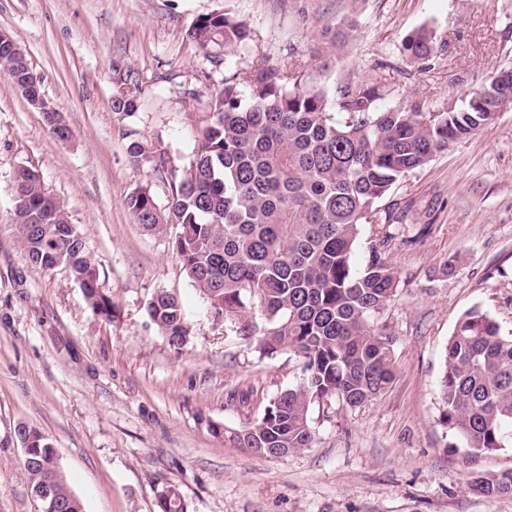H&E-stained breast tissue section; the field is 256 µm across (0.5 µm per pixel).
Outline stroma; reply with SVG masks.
<instances>
[{"label":"stroma","instance_id":"stroma-1","mask_svg":"<svg viewBox=\"0 0 512 512\" xmlns=\"http://www.w3.org/2000/svg\"><path fill=\"white\" fill-rule=\"evenodd\" d=\"M228 11L252 41L218 49L190 39L196 19ZM358 22L348 41L331 31ZM433 33L429 65L403 50ZM0 30L22 47L43 96L71 130L55 138L44 115L0 75V512H38L19 426L56 451L84 512H158L176 486L187 512H512V495L470 482L512 470V446L467 454L439 422L448 338L466 310L488 311L512 333V109L409 174L381 204L416 234L386 252L397 296L373 316L394 339L396 378L381 397L313 408L312 447L280 457L226 444L296 384L298 358L259 357L213 322L167 237L125 206L150 188L166 206L170 181L127 156L130 133L192 162L224 78L259 64L311 75L328 97L346 84L381 87L384 103L442 109L512 67V0H0ZM142 83L136 114L112 110L114 83ZM37 171L77 225L111 296L113 319L92 310L62 267H33L15 235L13 176ZM178 296L193 335L171 350L145 313L158 291Z\"/></svg>","mask_w":512,"mask_h":512}]
</instances>
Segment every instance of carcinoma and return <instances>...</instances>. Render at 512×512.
Wrapping results in <instances>:
<instances>
[{
	"label": "carcinoma",
	"instance_id": "cac0c4a2",
	"mask_svg": "<svg viewBox=\"0 0 512 512\" xmlns=\"http://www.w3.org/2000/svg\"><path fill=\"white\" fill-rule=\"evenodd\" d=\"M189 36L205 51L252 40L249 26L227 12L198 17ZM404 49L413 61L429 62L430 29L408 35ZM27 72V63L0 45V74ZM141 93L139 78L123 77L112 111L133 116ZM384 96L375 86L346 85L330 104L305 71L262 65L224 78L185 171L159 142L134 138L127 146L129 161L168 175L172 192L161 208L149 188L138 187L125 205L147 230L171 234L172 250L213 321L264 357L288 352L301 362L299 380L270 399L260 417L217 433L235 447L272 457L275 448H310L314 405L356 408L390 388L392 340L370 319L396 297L400 280L385 256L395 239L391 212L378 204L408 174L512 108V69L460 106L387 108ZM14 223L32 266L68 269L92 310L112 319L114 304L99 288L93 254L28 167L15 171ZM366 224L377 240L359 270L352 256ZM145 311L170 347L189 342L192 327L176 296L158 292ZM439 395L442 423L465 448L489 453L512 445V336L479 307L465 311L448 338ZM17 433L35 449L24 454L32 486L52 481L60 512H83L59 469L48 468L54 449L46 439L25 426ZM472 489L511 494L512 470L478 477ZM168 490L160 512H184L178 488Z\"/></svg>",
	"mask_w": 512,
	"mask_h": 512
}]
</instances>
